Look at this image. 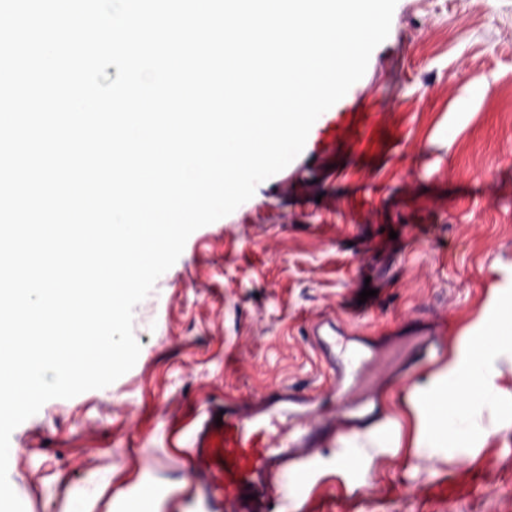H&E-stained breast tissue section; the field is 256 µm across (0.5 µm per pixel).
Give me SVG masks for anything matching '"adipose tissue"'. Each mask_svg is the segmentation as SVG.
<instances>
[{
	"label": "adipose tissue",
	"instance_id": "adipose-tissue-1",
	"mask_svg": "<svg viewBox=\"0 0 512 512\" xmlns=\"http://www.w3.org/2000/svg\"><path fill=\"white\" fill-rule=\"evenodd\" d=\"M487 293L502 326L498 340L484 343L489 321L475 314L441 367L413 386L404 399L413 447L441 448L492 433L487 411L503 393L501 377L512 371V288L493 280Z\"/></svg>",
	"mask_w": 512,
	"mask_h": 512
}]
</instances>
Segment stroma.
Instances as JSON below:
<instances>
[{"mask_svg":"<svg viewBox=\"0 0 512 512\" xmlns=\"http://www.w3.org/2000/svg\"><path fill=\"white\" fill-rule=\"evenodd\" d=\"M374 121L331 160L298 156L233 213L188 238L134 309L135 366L112 385L53 399L10 439L9 482L25 512H208L186 432L225 397L280 388L332 403L307 334L330 313L374 359L411 349L405 321L471 318L512 263V0H397L388 38L354 84ZM374 297L360 301L364 288ZM499 435L459 447L379 448L357 476L326 447L304 495L273 512H512V374ZM483 469L473 493L430 501L436 479Z\"/></svg>","mask_w":512,"mask_h":512,"instance_id":"1","label":"stroma"}]
</instances>
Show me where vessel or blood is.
<instances>
[{
	"instance_id": "obj_1",
	"label": "vessel or blood",
	"mask_w": 512,
	"mask_h": 512,
	"mask_svg": "<svg viewBox=\"0 0 512 512\" xmlns=\"http://www.w3.org/2000/svg\"><path fill=\"white\" fill-rule=\"evenodd\" d=\"M367 121L364 112L323 113L318 119V151L333 154L339 144L351 142ZM441 329L438 323L410 322L407 330L418 338L414 354L384 377V384L403 385L413 368L429 359ZM310 333L334 379L335 408L313 409L308 395L279 388L247 408L228 399L222 411H207L191 437L192 462L204 477L214 512H269L275 487L288 477L306 482L307 467L326 442L379 425L373 396L358 401L349 397L348 388L359 379L366 354L348 349L343 329L333 321L313 323Z\"/></svg>"
}]
</instances>
